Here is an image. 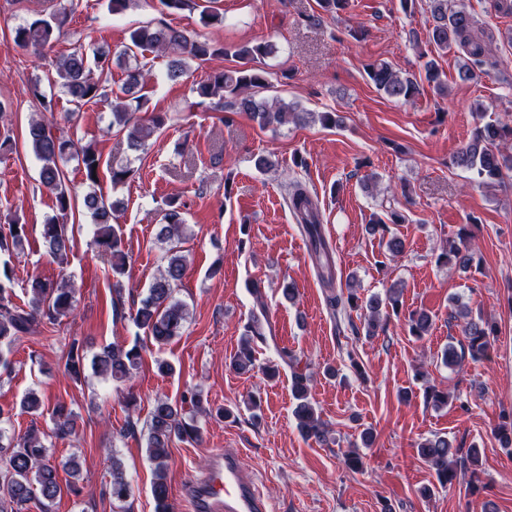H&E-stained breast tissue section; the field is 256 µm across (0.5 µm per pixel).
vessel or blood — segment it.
Instances as JSON below:
<instances>
[{"label": "vessel or blood", "instance_id": "b4317fda", "mask_svg": "<svg viewBox=\"0 0 512 512\" xmlns=\"http://www.w3.org/2000/svg\"><path fill=\"white\" fill-rule=\"evenodd\" d=\"M182 492L192 512H270L268 500L242 463L236 448H218L208 469L185 480Z\"/></svg>", "mask_w": 512, "mask_h": 512}]
</instances>
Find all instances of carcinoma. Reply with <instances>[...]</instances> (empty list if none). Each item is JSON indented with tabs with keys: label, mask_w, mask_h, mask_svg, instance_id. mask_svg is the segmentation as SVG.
<instances>
[{
	"label": "carcinoma",
	"mask_w": 512,
	"mask_h": 512,
	"mask_svg": "<svg viewBox=\"0 0 512 512\" xmlns=\"http://www.w3.org/2000/svg\"><path fill=\"white\" fill-rule=\"evenodd\" d=\"M47 2L49 6L31 10L30 19L13 31L15 46L36 57L43 56L55 47L63 35L68 15L76 8L74 0H69L67 6L54 0ZM427 6L432 18L430 43L441 51L448 50L452 45L461 49L470 63L460 69L459 77L464 81L476 79L475 68L483 63L486 48L482 40L475 36L474 16L462 2L452 8L448 6V0H428ZM137 50L167 57V76L171 80L186 74L189 60L231 57L236 61V66L206 73L197 81L195 90L200 97L213 100L214 108L220 112L245 114L261 127L281 125L290 120L299 124L307 122L308 112L266 95L271 88L268 72L257 63L277 51L274 43L264 41L226 47L206 38H194L162 21L156 24L149 22L131 30L128 44L115 58L110 50L104 48L95 49L90 57L80 44L60 58L56 69L57 83L73 105V111L65 115L64 121L70 122L74 112L87 104L107 105L112 111L110 126L128 129V148L135 151L144 149L164 127L166 120L161 113H153L147 119L132 120L133 113L144 107V96L140 95L145 81L144 68H125L121 94L114 95L111 88L112 60L119 61ZM367 75L378 90L396 102L410 104L420 95V85L415 75L404 74L388 62L368 66ZM477 118L479 122L469 141L454 155L453 165L474 171L481 178H501L504 172L512 171V156H506L500 150L501 143L512 141V125L499 121L483 123L481 114ZM26 139L41 161V184L54 194L58 211V216L42 225V245L47 255L62 264L73 246L67 219L74 209L75 196L67 185L65 172L59 162L77 158L86 182L94 186L98 179L93 177V173L99 172L101 155L89 145H78L64 128L43 119L28 124ZM287 199L301 232L308 240L310 256L318 281L324 289L326 303L339 322L341 317L348 315V311L358 307V298L353 293L345 297L336 291L333 247L323 232L318 201L297 181L287 185ZM82 207L93 221V245L101 255L111 259L112 273H124L127 254L123 250L119 225L113 223L115 213L120 209L119 202L93 189L83 195ZM13 225L16 229L9 231L10 239L0 237V250L23 246L26 227L17 221ZM184 226L181 205L172 201L162 214L158 237L163 241H172L183 232ZM468 237L469 232L461 229L457 234L458 241L451 243L448 250L440 254L438 261L468 268L470 258L462 250ZM185 268L186 257L176 248H170L166 255V266L149 285L139 306L131 314L136 326L143 329L152 344L159 348L180 335L187 320L186 306L172 296L173 288L182 280ZM30 293V304L15 302L9 270L6 267L0 270V367L4 369L11 364L8 355L16 343L29 334L34 326L43 321L53 325L74 309V289L64 282L55 284L49 280L35 279L30 285ZM251 293L258 314L246 325L240 349L231 359L232 368L240 373L254 368L252 343L256 340L265 342L267 331L272 329L259 283L251 284ZM365 308L368 312L365 331L372 336L380 325L381 311L389 309L393 314H399L400 290L391 286L385 296L370 297ZM459 316L464 319L462 332L465 344L459 350L450 345L443 351L441 359L448 367L460 365L467 357L473 361L485 358L495 342V326L472 318L471 311L466 307L459 310ZM431 325L432 317L425 311H414L408 315V331L413 336L421 338L427 335ZM141 359L138 345L126 348L114 344L97 356L94 367L100 375L121 382L133 376L140 367ZM309 381L310 376L306 373L295 371L292 374V393L296 400L294 416L305 436L320 440L325 437L326 425L310 400ZM424 398L427 404L436 409L448 405V393L436 386L427 388ZM201 407V393L196 390L187 392L178 402L167 397L154 400L147 424L146 448L150 460L155 464L152 488L155 512H170L165 478L168 448L176 441L184 442L197 437L195 419L186 417V411L192 412ZM51 416L53 437L65 440L76 435L75 416L64 405L56 404ZM495 436L501 447H512L511 415L502 416ZM418 448L435 471L441 486L452 485L458 474L466 472L470 473L471 480H479L480 449L476 446H455L448 436L434 435L420 442ZM0 484L6 486V495L0 496V512H19L17 505L30 501L36 493L45 501L54 500L60 493L56 469L46 461V445L36 432H27L17 438L15 443L9 444L6 455H0ZM131 490V482L120 465H112L109 484L112 500H126Z\"/></svg>",
	"instance_id": "cac0c4a2"
}]
</instances>
